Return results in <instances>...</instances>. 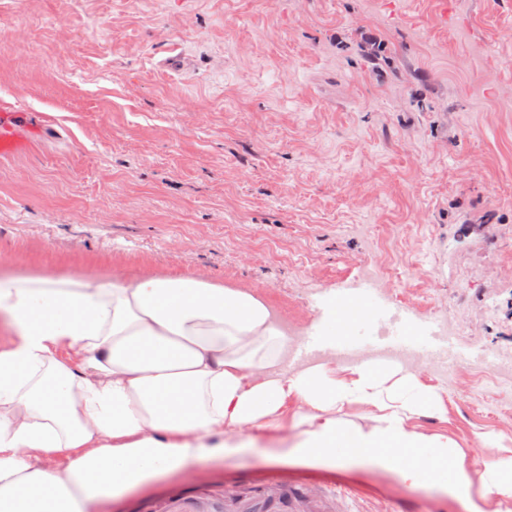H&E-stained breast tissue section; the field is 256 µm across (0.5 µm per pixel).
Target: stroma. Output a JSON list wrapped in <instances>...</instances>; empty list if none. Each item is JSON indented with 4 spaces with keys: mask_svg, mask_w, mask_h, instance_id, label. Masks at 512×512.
<instances>
[{
    "mask_svg": "<svg viewBox=\"0 0 512 512\" xmlns=\"http://www.w3.org/2000/svg\"><path fill=\"white\" fill-rule=\"evenodd\" d=\"M381 43L391 64L366 65ZM0 260L204 275L306 324L382 271L378 302L447 320L461 360L414 367L406 421L479 479L512 457V0H0ZM288 397L240 450L98 512H466L372 465L283 459ZM26 115L16 104L0 100V157L15 155L28 145V136L20 131Z\"/></svg>",
    "mask_w": 512,
    "mask_h": 512,
    "instance_id": "1",
    "label": "stroma"
}]
</instances>
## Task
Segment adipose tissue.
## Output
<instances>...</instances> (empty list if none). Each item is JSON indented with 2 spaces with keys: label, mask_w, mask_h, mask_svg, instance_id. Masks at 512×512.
<instances>
[{
  "label": "adipose tissue",
  "mask_w": 512,
  "mask_h": 512,
  "mask_svg": "<svg viewBox=\"0 0 512 512\" xmlns=\"http://www.w3.org/2000/svg\"><path fill=\"white\" fill-rule=\"evenodd\" d=\"M0 512H97L158 476L229 454L228 433L261 427L288 395L313 409L291 453L305 464L369 462L483 512L455 452L410 430L414 400L373 367L351 382L290 368L268 303L202 276L121 281L0 270ZM360 400L361 425L330 416ZM65 469H57L60 458Z\"/></svg>",
  "instance_id": "1"
}]
</instances>
